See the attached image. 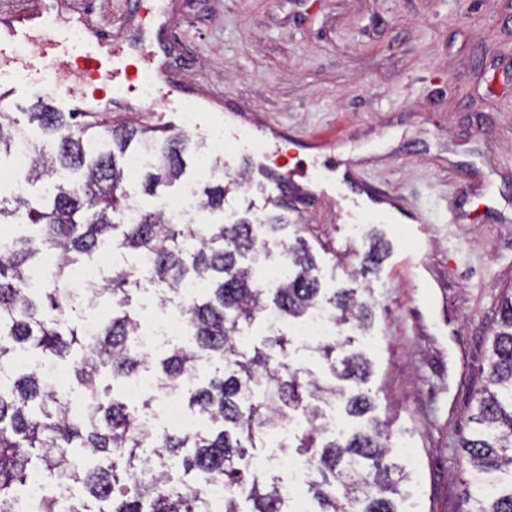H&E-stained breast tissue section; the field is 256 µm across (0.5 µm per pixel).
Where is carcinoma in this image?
I'll use <instances>...</instances> for the list:
<instances>
[{"mask_svg":"<svg viewBox=\"0 0 512 512\" xmlns=\"http://www.w3.org/2000/svg\"><path fill=\"white\" fill-rule=\"evenodd\" d=\"M27 116L54 138L56 150L28 144L25 183L51 178L61 169L76 179L56 183L49 201H34L21 191L12 197L13 208L0 205V223L17 216L28 220L26 234L0 243V370H8L0 378V512H11L17 487L42 471L107 504L98 512H203L202 490L171 485L165 472L151 468L146 448L186 474L224 480L232 494L224 499L222 512H243L240 498L252 504L248 512H282L284 489L239 462L248 449L266 447L271 431L298 411L304 425L294 435L295 443L283 450L291 449L309 463L307 492L314 512H399L387 421L372 418L370 427L347 436L330 429L322 409L332 401L347 416L359 418L373 408L361 389L371 362L346 350L350 337L340 335L315 346L332 378L353 383L350 389L328 386L295 365L291 339L281 330L250 351L242 345L244 327L271 310L280 321L295 324L321 306L337 327L365 330L371 304L353 289L325 294L313 274L315 258L306 240L279 238L287 225L278 216L261 224H176L161 211H140L118 223L134 207L123 186L129 170L118 164L115 153L140 151L147 130L113 126L81 112H54L41 102ZM15 129L11 113L1 112L0 153L16 148ZM187 142L183 135H172L153 151L143 168L145 194L181 179ZM229 192L228 185L204 187L200 208L224 212ZM272 244L281 247L282 274L274 287L266 288L241 259L258 252L267 256ZM113 247L149 257L147 275L155 286L174 291L182 280L195 277L209 291L205 299L195 296L182 303L188 341L159 358L157 380L163 389L185 393L189 408L211 422L212 434L151 432L124 394L100 388L106 374L124 385L153 365L136 342L137 319L129 295L138 283L133 269L110 270L105 287L91 293L92 303L103 294L111 300V311L94 333L74 318L73 266ZM47 250L58 251L60 262L38 285L34 278ZM384 256L383 243L373 242L363 256V269L379 266ZM27 350L44 362L71 364L83 404L75 406L69 394L54 390L41 373L19 366L17 356ZM205 353L216 354L222 366L201 381L197 362ZM471 421L470 434L459 439L467 469L479 478L506 475L509 483L492 495L474 491L467 512H512V292L501 298L488 372L476 393Z\"/></svg>","mask_w":512,"mask_h":512,"instance_id":"cac0c4a2","label":"carcinoma"}]
</instances>
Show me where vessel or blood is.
<instances>
[{
	"label": "vessel or blood",
	"instance_id": "b4317fda",
	"mask_svg": "<svg viewBox=\"0 0 512 512\" xmlns=\"http://www.w3.org/2000/svg\"><path fill=\"white\" fill-rule=\"evenodd\" d=\"M5 29L7 36L0 40V72L9 75L10 83L0 91V108L4 110L13 106L14 95L22 88L35 99H50L58 106L68 105L73 111L98 117L110 112L114 102L127 101L131 93L147 89L159 92L167 82L164 67L156 64L154 51L145 45L138 50L133 82L118 88L115 95L98 96L89 91L87 80L92 74L125 63L122 47L103 55L97 33L87 31L74 36L71 31L58 29L47 13L15 14L7 19ZM37 33L45 36L48 48L36 59L27 55L24 48ZM278 143L276 132L260 131L247 159L261 177L274 183L279 195L297 193L314 200L332 192L340 208L357 220L367 219L366 202L388 203L394 199L393 194L379 192L358 178L359 164L350 156L338 159L333 176L326 178L321 176L314 159L297 161L285 173L270 171L266 160Z\"/></svg>",
	"mask_w": 512,
	"mask_h": 512
}]
</instances>
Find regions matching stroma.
Returning <instances> with one entry per match:
<instances>
[{"instance_id": "obj_1", "label": "stroma", "mask_w": 512, "mask_h": 512, "mask_svg": "<svg viewBox=\"0 0 512 512\" xmlns=\"http://www.w3.org/2000/svg\"><path fill=\"white\" fill-rule=\"evenodd\" d=\"M49 8L122 40L151 44L181 102L247 105L241 127H271L282 143L270 155L282 171L306 154L330 158L343 145L360 158L363 179L404 197L429 221L359 223L331 199L292 194L265 205L272 188L248 179L224 211L195 213L197 224L281 216L285 237L303 236L322 288H371L373 326L351 329V348L373 363L367 383L375 415L414 456L402 460L400 512H463L464 467L456 443L468 430L484 381L487 348L502 292L512 289V0H0V19ZM113 123L178 134L181 112L160 96L113 111ZM234 166L143 193L162 209L185 185L227 182ZM387 244L373 273L360 258L371 231ZM419 236L422 265L398 262Z\"/></svg>"}]
</instances>
